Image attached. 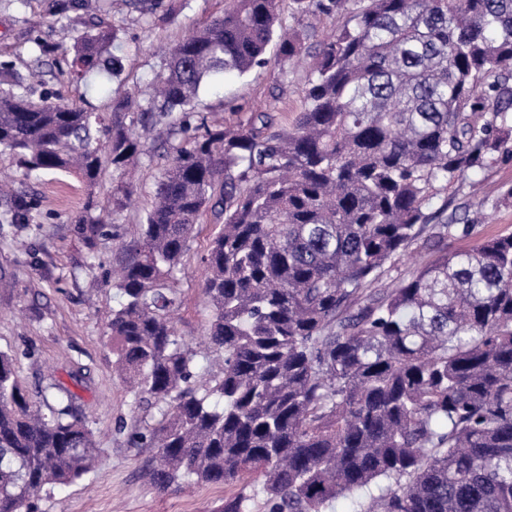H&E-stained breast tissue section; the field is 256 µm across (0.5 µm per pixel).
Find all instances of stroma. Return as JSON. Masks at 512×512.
<instances>
[{"label":"stroma","instance_id":"35a3bbf8","mask_svg":"<svg viewBox=\"0 0 512 512\" xmlns=\"http://www.w3.org/2000/svg\"><path fill=\"white\" fill-rule=\"evenodd\" d=\"M163 2L147 20L132 12L125 0H73L60 18L54 0H0V62L11 63L25 79L39 73L33 97L47 94L52 101L90 112H110L113 100L128 95L147 99L153 81L167 67L168 49L222 15L225 7V0ZM100 19L118 30L110 52L121 59L122 72L115 77L98 70L81 82H70L73 37ZM309 70L305 60L293 66L285 80L273 65L244 76L225 75L201 91L198 116L210 124H233L266 111L276 116L279 128H290L303 107ZM182 139L178 132L164 141L146 138L143 151L132 160L136 180L129 205L116 212L104 235L91 243L77 234L73 218L90 199L98 210L111 209L119 186L111 165H104L98 185L89 192L73 175L31 172L0 155V173L37 202L28 223L0 226V351L12 355L29 392L49 383L66 389L75 413L88 422L105 450L95 469L77 483L36 495L34 512H218L228 493L219 485L162 493L147 481L143 470L154 451L128 442L143 411L112 370L114 344L108 323L119 301L112 272L127 258L125 246L143 223L169 154ZM510 187L512 159L500 158L472 173L470 182L448 191L445 218L473 221L479 230L475 237L449 239V251L471 249L482 235L512 233V204L498 201ZM220 228L212 213H204L183 259L176 326L195 347L208 322L201 258Z\"/></svg>","mask_w":512,"mask_h":512}]
</instances>
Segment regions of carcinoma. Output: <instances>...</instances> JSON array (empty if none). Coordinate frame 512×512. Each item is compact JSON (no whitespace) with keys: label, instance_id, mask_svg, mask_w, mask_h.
Segmentation results:
<instances>
[{"label":"carcinoma","instance_id":"1","mask_svg":"<svg viewBox=\"0 0 512 512\" xmlns=\"http://www.w3.org/2000/svg\"><path fill=\"white\" fill-rule=\"evenodd\" d=\"M279 2L230 0L110 125L35 103L18 79L0 92V154L90 191L103 155L121 169L141 151L126 114L188 133L112 280L114 366L148 411L132 441L155 450L149 481L236 488L221 512H325L344 497L356 512H512V234L450 253L443 242L478 225L429 226L438 194L512 157V0H292L303 20L344 18L317 44L292 127L268 112L191 127L209 79L271 62L286 79L309 53L305 31L278 25ZM130 6L149 16L162 0ZM116 38L103 22L78 35L70 78L119 75ZM34 206L17 194L4 218ZM208 210L223 224L202 257L206 350L222 364L203 383L174 316ZM74 223L91 242L107 221ZM409 250L430 259L374 287ZM103 452L60 387L33 399L0 351V512H31Z\"/></svg>","mask_w":512,"mask_h":512}]
</instances>
